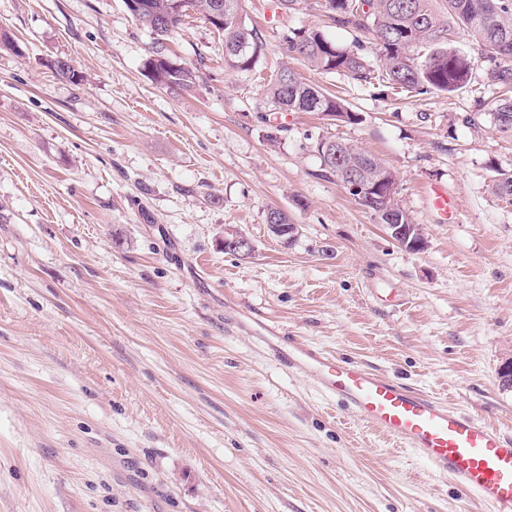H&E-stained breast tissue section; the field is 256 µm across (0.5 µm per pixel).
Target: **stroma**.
Returning <instances> with one entry per match:
<instances>
[{
    "label": "stroma",
    "mask_w": 512,
    "mask_h": 512,
    "mask_svg": "<svg viewBox=\"0 0 512 512\" xmlns=\"http://www.w3.org/2000/svg\"><path fill=\"white\" fill-rule=\"evenodd\" d=\"M250 71L194 14L163 44L196 69L173 91L144 68L155 44L123 0H0V512H489L408 449L281 370L258 323L370 366L512 434V202L493 185L512 137L476 62L445 93L393 94L294 68L357 122L265 120L288 62L284 27L342 46L370 36L320 11L270 18ZM67 58L82 79L57 78ZM346 140L396 177L422 250L394 241L312 141ZM457 202L449 220L426 190ZM299 233L273 238L266 215ZM242 234L254 253L224 250Z\"/></svg>",
    "instance_id": "obj_1"
}]
</instances>
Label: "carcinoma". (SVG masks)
Masks as SVG:
<instances>
[{"instance_id":"carcinoma-1","label":"carcinoma","mask_w":512,"mask_h":512,"mask_svg":"<svg viewBox=\"0 0 512 512\" xmlns=\"http://www.w3.org/2000/svg\"><path fill=\"white\" fill-rule=\"evenodd\" d=\"M138 0H124L128 13L147 27L160 42L177 32L184 18L197 12L224 38V67L250 71L264 50L262 34L247 25L244 0H183L182 12L170 11L173 0H147L148 8L135 12ZM433 0H274V8L290 12L320 9L337 27L367 33L378 50L380 77L387 83L419 94L430 89L452 93L465 85L473 69L472 58L454 46L462 30L477 43L487 63L486 82L502 90L494 112L496 126L512 135V0H444L446 17L440 18ZM370 11H364V5ZM282 37L288 52L327 73L343 72L371 82L374 70L358 49L336 43L319 29L290 27ZM55 75L72 83L79 75L65 58L51 64ZM145 69L152 79L173 90H188L196 84L197 72L176 65L161 49L153 51ZM270 112H319L331 120H355L338 97L324 92L300 77L292 68L279 69L266 88ZM336 150L343 165L365 183H380L381 189L395 185L375 155L339 138ZM495 191L512 201V169L496 171Z\"/></svg>"}]
</instances>
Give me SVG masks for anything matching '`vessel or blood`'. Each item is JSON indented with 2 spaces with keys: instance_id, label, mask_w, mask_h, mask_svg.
<instances>
[{
  "instance_id": "obj_1",
  "label": "vessel or blood",
  "mask_w": 512,
  "mask_h": 512,
  "mask_svg": "<svg viewBox=\"0 0 512 512\" xmlns=\"http://www.w3.org/2000/svg\"><path fill=\"white\" fill-rule=\"evenodd\" d=\"M262 331L281 366L307 373L323 396L415 452L431 472L448 476L492 512H512V435L362 364L293 343L277 327Z\"/></svg>"
}]
</instances>
